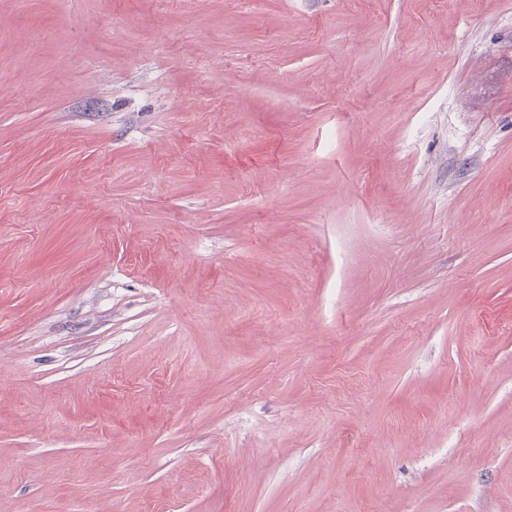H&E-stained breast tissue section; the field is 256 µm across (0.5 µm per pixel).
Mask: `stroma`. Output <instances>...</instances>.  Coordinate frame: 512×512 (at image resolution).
I'll list each match as a JSON object with an SVG mask.
<instances>
[{
    "label": "stroma",
    "instance_id": "obj_1",
    "mask_svg": "<svg viewBox=\"0 0 512 512\" xmlns=\"http://www.w3.org/2000/svg\"><path fill=\"white\" fill-rule=\"evenodd\" d=\"M0 512H512V0H0Z\"/></svg>",
    "mask_w": 512,
    "mask_h": 512
}]
</instances>
